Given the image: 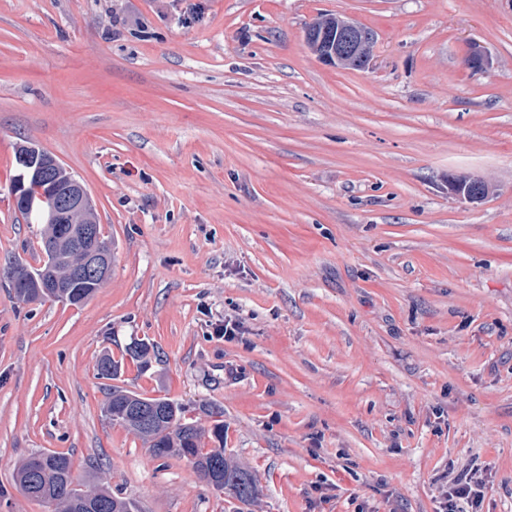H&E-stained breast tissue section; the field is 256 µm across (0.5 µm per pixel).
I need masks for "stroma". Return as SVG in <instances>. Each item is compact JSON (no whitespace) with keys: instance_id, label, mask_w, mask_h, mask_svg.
Segmentation results:
<instances>
[{"instance_id":"35a3bbf8","label":"stroma","mask_w":512,"mask_h":512,"mask_svg":"<svg viewBox=\"0 0 512 512\" xmlns=\"http://www.w3.org/2000/svg\"><path fill=\"white\" fill-rule=\"evenodd\" d=\"M325 14L374 32L370 68L305 47ZM27 141L112 250L80 306L6 276L39 252ZM227 317L243 336L214 335ZM113 387L223 423L257 495L155 456L106 417ZM39 451L139 512H435L451 465L512 512V0H0V512H54L14 479Z\"/></svg>"}]
</instances>
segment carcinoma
<instances>
[{"label": "carcinoma", "mask_w": 512, "mask_h": 512, "mask_svg": "<svg viewBox=\"0 0 512 512\" xmlns=\"http://www.w3.org/2000/svg\"><path fill=\"white\" fill-rule=\"evenodd\" d=\"M9 280L22 282L25 287L14 291L22 302L40 299L39 288L29 276V269L18 264L9 271ZM100 284L93 280H76L69 288L63 289L56 301L68 305L88 301ZM122 370V362L105 355L97 364V375L103 379H115ZM149 404L155 407L153 422L145 426L138 416L131 412L134 405ZM105 412L112 422L142 437L154 455L165 457L177 454L187 459L194 473L206 484L228 493L240 502L255 497L257 480L247 467L224 455V426L217 424L211 430V437L218 447L208 451L201 448L206 431L185 417L184 407L169 399L145 398L138 394L114 389L106 403ZM37 480V493L32 498L52 502L57 512H74L73 504L82 497H88L105 507L104 512H131L132 505L113 496L108 489L82 491L77 488L72 475L70 459L59 452H38L31 455L16 468V482L23 486L29 478Z\"/></svg>", "instance_id": "1"}]
</instances>
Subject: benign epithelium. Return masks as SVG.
Returning <instances> with one entry per match:
<instances>
[{"label": "benign epithelium", "instance_id": "obj_1", "mask_svg": "<svg viewBox=\"0 0 512 512\" xmlns=\"http://www.w3.org/2000/svg\"><path fill=\"white\" fill-rule=\"evenodd\" d=\"M373 31L355 22L336 18V28L318 30L310 27L304 35V44L322 63L342 67L349 62H362L367 68L372 62ZM25 170L13 187L16 203L29 210L38 209L47 214L48 223L71 238L78 262L70 265L67 274L54 269L38 267L33 279L43 293L49 296L68 287L73 280L94 277L105 282L112 269V253L101 244L93 231L95 219L90 217L92 198L85 185L66 170L58 160L47 163L46 151L32 145L22 156ZM452 190L470 202L482 199L481 185H461L450 181Z\"/></svg>", "mask_w": 512, "mask_h": 512}]
</instances>
